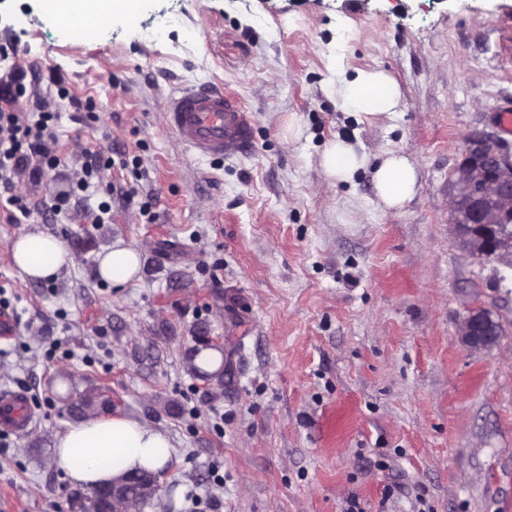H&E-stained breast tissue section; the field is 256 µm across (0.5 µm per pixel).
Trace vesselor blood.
<instances>
[{
  "label": "vessel or blood",
  "instance_id": "1",
  "mask_svg": "<svg viewBox=\"0 0 512 512\" xmlns=\"http://www.w3.org/2000/svg\"><path fill=\"white\" fill-rule=\"evenodd\" d=\"M166 125L199 156L221 160L244 154L253 142V122L233 95L215 85H195L168 98ZM36 412L26 393H0V430L23 436Z\"/></svg>",
  "mask_w": 512,
  "mask_h": 512
}]
</instances>
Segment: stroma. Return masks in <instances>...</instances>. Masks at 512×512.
<instances>
[{"label": "stroma", "mask_w": 512, "mask_h": 512, "mask_svg": "<svg viewBox=\"0 0 512 512\" xmlns=\"http://www.w3.org/2000/svg\"><path fill=\"white\" fill-rule=\"evenodd\" d=\"M1 45L0 77H41L62 119L60 166L16 183L30 218L0 208V298L18 313L0 391L27 392L38 414L25 436L0 432V512H82L54 448L82 400L167 432L144 512H346L353 498L363 512H512V269L462 246L448 204L463 136L512 107V0H140L90 37L41 0H0ZM359 70L402 92L372 128L337 93ZM204 82L249 109L247 153L202 158L166 127L169 94ZM339 135L369 160L349 182L320 167ZM119 151L125 166L99 174L112 210L91 223L76 175L86 154ZM388 151L419 173L389 214L370 167ZM28 232L60 238L73 264L30 280L11 252ZM119 239L143 265L115 287L96 264ZM475 308L500 324L492 348L459 339ZM204 336L223 380L190 368Z\"/></svg>", "instance_id": "1"}]
</instances>
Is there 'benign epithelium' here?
<instances>
[{"label":"benign epithelium","instance_id":"1","mask_svg":"<svg viewBox=\"0 0 512 512\" xmlns=\"http://www.w3.org/2000/svg\"><path fill=\"white\" fill-rule=\"evenodd\" d=\"M462 159L450 181V211L457 235L471 253L509 259L512 266V146L497 135L479 131L463 137ZM499 324L484 309H475L458 328L463 345L488 349L498 340ZM137 484V493L128 485ZM150 474H132L103 488L100 512H142L158 491Z\"/></svg>","mask_w":512,"mask_h":512}]
</instances>
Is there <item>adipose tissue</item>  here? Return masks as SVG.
<instances>
[{
  "instance_id": "1",
  "label": "adipose tissue",
  "mask_w": 512,
  "mask_h": 512,
  "mask_svg": "<svg viewBox=\"0 0 512 512\" xmlns=\"http://www.w3.org/2000/svg\"><path fill=\"white\" fill-rule=\"evenodd\" d=\"M70 10L81 17L88 30L111 20L118 12L135 9L134 0H68ZM343 103L366 119L395 114L401 100L397 82L382 71H358L345 80ZM367 163L354 145L337 138L330 141L321 155L327 177L351 181ZM375 193L387 212L402 208L418 191V172L405 156L385 154L372 171ZM15 264L33 280H44L72 261V255L58 238L41 232L26 233L11 246ZM141 270L140 251L124 242L97 258L99 277L120 286L135 279ZM170 446L165 431L124 416H96L70 425L55 442L58 465L74 486L94 489L120 480L130 473L163 471L169 461Z\"/></svg>"
}]
</instances>
